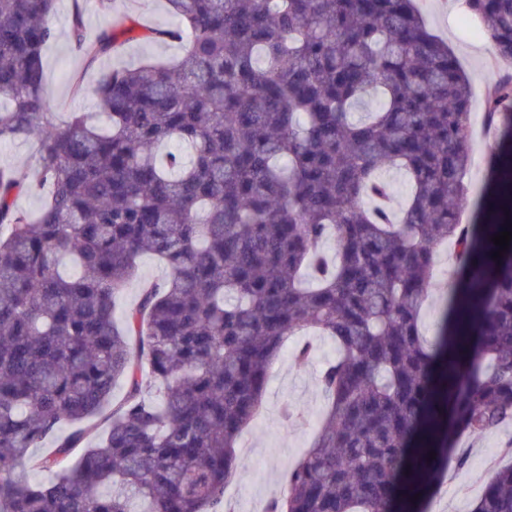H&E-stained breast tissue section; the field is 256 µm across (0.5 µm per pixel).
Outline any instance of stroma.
<instances>
[{"mask_svg":"<svg viewBox=\"0 0 512 512\" xmlns=\"http://www.w3.org/2000/svg\"><path fill=\"white\" fill-rule=\"evenodd\" d=\"M421 13L435 34L447 41L449 48L470 75L473 92L472 128L473 161L467 172L469 185L482 188L479 202H467L462 209L466 224L484 223L497 194L494 154L496 142L486 135L483 124V99L501 68L492 60L487 39H475L464 31L460 20L461 0H419ZM81 10L88 34H95L109 22L97 8V0H59L54 24L55 41L44 52L46 81L57 104L58 120L68 113L94 111L93 101L76 94L71 76H81L84 83H94L112 63L139 64L144 61L169 62L178 58L179 43L151 37L126 44L117 60L88 63L74 49L68 36L69 20L74 10ZM454 264L451 248L440 251L432 297L426 304L421 329L426 337H434L444 316L445 299L454 283L448 270ZM306 341L316 348L315 357L305 365L295 364L291 353H284L274 363L269 376L265 402L256 419L244 430L237 444V475L225 488L232 512H265L268 500L283 489L286 468L300 459L310 446L317 418L325 406V398L317 386V375L323 363L335 354L331 340L306 334ZM512 440V425L482 436H461L459 442L467 453L465 466L449 463L440 470L433 487L434 496L425 505L426 512H469L490 479L494 465L502 458L504 444Z\"/></svg>","mask_w":512,"mask_h":512,"instance_id":"1","label":"stroma"}]
</instances>
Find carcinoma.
<instances>
[{
	"label": "carcinoma",
	"instance_id": "carcinoma-1",
	"mask_svg": "<svg viewBox=\"0 0 512 512\" xmlns=\"http://www.w3.org/2000/svg\"><path fill=\"white\" fill-rule=\"evenodd\" d=\"M166 2L177 22L152 34L177 60L75 79L101 129L50 111L56 0H0V143H38L35 173L0 166V512H229L238 438L308 328L336 343L327 408L265 512L405 510L440 463L415 449L512 424V241L494 259L504 225L459 221L469 79L418 0ZM465 8L512 61V0ZM137 35L123 16L89 40L73 14L92 63ZM484 121L512 130L511 71ZM392 169L408 185L395 218L376 206ZM33 181L30 215L16 199ZM447 242L464 285L429 340ZM144 255L167 277L119 318ZM470 512H512L511 464Z\"/></svg>",
	"mask_w": 512,
	"mask_h": 512
}]
</instances>
